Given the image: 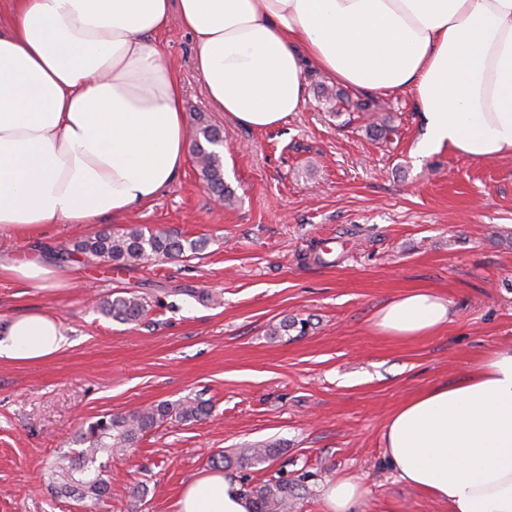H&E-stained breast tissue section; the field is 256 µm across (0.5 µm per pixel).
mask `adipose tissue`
<instances>
[{"mask_svg": "<svg viewBox=\"0 0 512 512\" xmlns=\"http://www.w3.org/2000/svg\"><path fill=\"white\" fill-rule=\"evenodd\" d=\"M0 20V233L94 224L154 200L187 154L183 96L154 33L178 17L197 43L209 99L250 129L279 125L314 66L359 92L411 91L423 154L512 156V0H11ZM0 277L41 290L66 272L37 254ZM450 320L415 290L380 307L396 339ZM56 315L12 318L0 360L34 363L66 345ZM383 456L398 480L449 512H512V348L426 389L388 418ZM238 480L185 484L178 512H249Z\"/></svg>", "mask_w": 512, "mask_h": 512, "instance_id": "1", "label": "adipose tissue"}]
</instances>
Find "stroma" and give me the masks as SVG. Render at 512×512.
I'll return each instance as SVG.
<instances>
[{
    "label": "stroma",
    "instance_id": "obj_1",
    "mask_svg": "<svg viewBox=\"0 0 512 512\" xmlns=\"http://www.w3.org/2000/svg\"><path fill=\"white\" fill-rule=\"evenodd\" d=\"M155 41L182 88L186 131L201 116L223 136L236 204L216 203L190 157L120 220L0 235L1 258L46 245L69 251L72 270L47 291L0 279V340L32 308L57 314L68 338L49 360L0 361V512H178L186 482L221 456L264 447L275 451L269 461L229 472L246 489L299 480L288 512H325V485L343 478L364 488L360 512H445L385 465L382 433L405 400L512 347V157L420 155L411 93L365 95L313 67L298 112L245 128L210 104L195 39L178 20ZM339 90L345 102L333 99ZM133 224L207 243L189 259L119 270L74 250ZM416 289L447 299L450 322L410 340L376 331L377 310ZM116 292L157 306L139 322L113 320L96 303ZM287 318L307 320L306 334L273 336ZM195 396L211 400V415L163 423L114 454L103 502L56 494L52 466L76 450L82 426Z\"/></svg>",
    "mask_w": 512,
    "mask_h": 512
}]
</instances>
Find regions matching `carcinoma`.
Masks as SVG:
<instances>
[{
    "label": "carcinoma",
    "mask_w": 512,
    "mask_h": 512,
    "mask_svg": "<svg viewBox=\"0 0 512 512\" xmlns=\"http://www.w3.org/2000/svg\"><path fill=\"white\" fill-rule=\"evenodd\" d=\"M224 139L214 126L201 122L192 143L201 179L211 192L231 201L233 194L224 186L222 159L216 147ZM203 239L187 240L161 231L134 225L121 233L98 232L75 245V251L87 259L118 267H135L151 264L159 258H172L190 251L196 253L204 247ZM100 311L113 319L137 322L146 319L151 311L149 301L137 294L106 298L99 302ZM211 412L210 402L200 397L162 402L155 406L138 409L128 414H106L80 431L77 442L84 448L58 458L54 466L57 493L80 499L98 501L109 490L101 465L97 464L101 453L124 452L135 447L140 436L167 421L187 423L202 420ZM272 448H249L226 464L242 467L268 461ZM294 494V486L284 478L271 480L246 492L251 512H286L288 496Z\"/></svg>",
    "instance_id": "carcinoma-1"
}]
</instances>
